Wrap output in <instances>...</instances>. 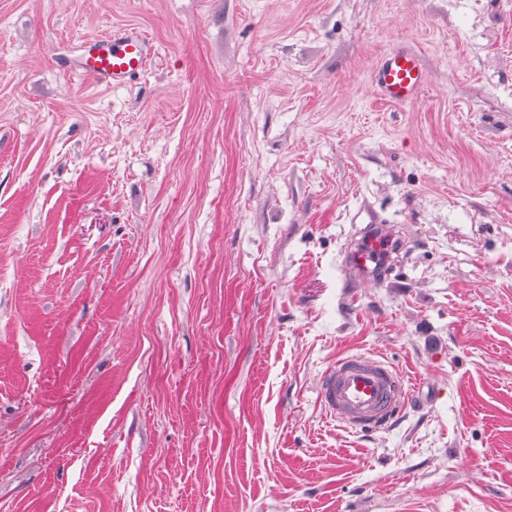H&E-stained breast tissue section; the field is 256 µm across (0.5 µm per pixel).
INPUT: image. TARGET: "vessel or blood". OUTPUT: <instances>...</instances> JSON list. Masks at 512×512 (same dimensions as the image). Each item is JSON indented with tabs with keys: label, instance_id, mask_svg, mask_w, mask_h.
Masks as SVG:
<instances>
[{
	"label": "vessel or blood",
	"instance_id": "b4317fda",
	"mask_svg": "<svg viewBox=\"0 0 512 512\" xmlns=\"http://www.w3.org/2000/svg\"><path fill=\"white\" fill-rule=\"evenodd\" d=\"M95 49L80 67L81 77L119 88L144 73L156 52L153 39L141 28L129 26L93 38ZM374 85L390 103L415 101L425 86L424 68L418 55L404 46L391 49L380 60ZM393 236L383 224L366 225L362 244L349 252L353 271L350 285L378 282L382 260L376 250ZM409 397L404 377L388 363L363 354L336 359L324 372L318 388L322 410L349 432L381 429L397 416V408Z\"/></svg>",
	"mask_w": 512,
	"mask_h": 512
}]
</instances>
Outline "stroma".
<instances>
[{"label":"stroma","mask_w":512,"mask_h":512,"mask_svg":"<svg viewBox=\"0 0 512 512\" xmlns=\"http://www.w3.org/2000/svg\"><path fill=\"white\" fill-rule=\"evenodd\" d=\"M352 354L385 429L319 405ZM0 512H512V0H0ZM91 39L95 50L89 52L77 74L112 89L144 73L157 50L153 39L137 26ZM374 85L379 96L389 103L415 101L425 86L424 68L419 56L406 46L391 49L375 70ZM393 240L392 233L385 224H367L364 231L361 246L349 252L347 256L348 269L355 274L348 279L350 285H363L365 283H378L383 279L377 271L382 264V259L374 255L380 248L381 242L389 245ZM378 247V248H377ZM370 264H374L371 266ZM408 397L405 379L396 369L363 354L336 359L318 388L322 410L351 433L389 426Z\"/></svg>","instance_id":"1"}]
</instances>
